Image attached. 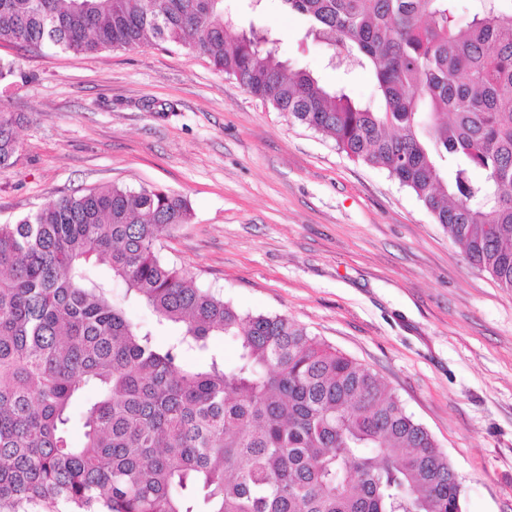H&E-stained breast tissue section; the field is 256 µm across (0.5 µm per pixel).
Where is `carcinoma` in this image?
I'll use <instances>...</instances> for the list:
<instances>
[{
    "label": "carcinoma",
    "instance_id": "1",
    "mask_svg": "<svg viewBox=\"0 0 512 512\" xmlns=\"http://www.w3.org/2000/svg\"><path fill=\"white\" fill-rule=\"evenodd\" d=\"M305 37L371 72L381 111L288 70L226 0H0V44L74 54L169 41L412 191L512 289V5L282 0ZM20 118L0 106V171ZM174 193L107 185L0 224V505L68 512H462V483L377 374L282 315L243 313L159 257ZM106 262L112 281L93 268ZM140 302L160 345L112 297ZM215 336L238 362L184 365ZM83 439L68 431L86 389Z\"/></svg>",
    "mask_w": 512,
    "mask_h": 512
}]
</instances>
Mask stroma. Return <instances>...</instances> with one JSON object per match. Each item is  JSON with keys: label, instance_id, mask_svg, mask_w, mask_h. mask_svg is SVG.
<instances>
[{"label": "stroma", "instance_id": "stroma-1", "mask_svg": "<svg viewBox=\"0 0 512 512\" xmlns=\"http://www.w3.org/2000/svg\"><path fill=\"white\" fill-rule=\"evenodd\" d=\"M290 69L382 110L371 73L330 67L281 0H227ZM16 75L0 222L114 184L182 196L161 257L245 313L284 315L376 372L447 454L464 512H512V290L471 267L407 188L162 42L90 55L0 46Z\"/></svg>", "mask_w": 512, "mask_h": 512}]
</instances>
